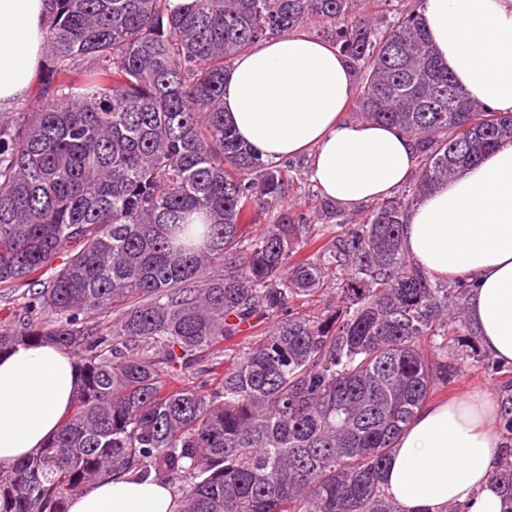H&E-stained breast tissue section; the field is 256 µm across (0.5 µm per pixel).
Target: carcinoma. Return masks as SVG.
<instances>
[{
    "instance_id": "obj_1",
    "label": "carcinoma",
    "mask_w": 512,
    "mask_h": 512,
    "mask_svg": "<svg viewBox=\"0 0 512 512\" xmlns=\"http://www.w3.org/2000/svg\"><path fill=\"white\" fill-rule=\"evenodd\" d=\"M358 0H50L36 106L0 111V289L64 262L0 352L51 341L81 383L37 454L0 466V512H68L121 473L178 512H397L380 484L398 435L455 368L443 288L402 248L414 203L512 142L470 100L420 14ZM327 26L356 109L418 141L400 196L321 245L320 213L244 232L300 181L224 122V73L253 46ZM337 274L324 320L295 311ZM243 350L224 366V341ZM512 504V457L494 474Z\"/></svg>"
}]
</instances>
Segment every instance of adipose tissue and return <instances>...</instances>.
<instances>
[{"instance_id": "obj_1", "label": "adipose tissue", "mask_w": 512, "mask_h": 512, "mask_svg": "<svg viewBox=\"0 0 512 512\" xmlns=\"http://www.w3.org/2000/svg\"><path fill=\"white\" fill-rule=\"evenodd\" d=\"M47 0H0V110L32 94ZM421 16L469 97L512 113V0H424ZM356 91L334 44L295 33L246 50L224 77V120L262 158H311L324 196L354 209L409 179L416 140L395 127L351 122ZM403 248L430 275L470 282L467 317L485 351L512 364V143L425 194L409 213ZM55 344L0 353V465L35 454L70 413L78 386ZM501 406L476 390L423 407L382 474L398 512H504L492 477L504 442ZM171 485L127 474L71 498L69 512H174Z\"/></svg>"}]
</instances>
